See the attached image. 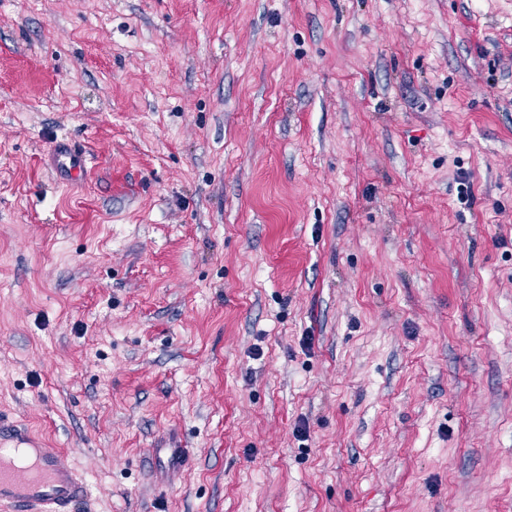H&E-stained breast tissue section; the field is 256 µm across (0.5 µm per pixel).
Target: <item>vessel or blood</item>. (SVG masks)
<instances>
[{
	"label": "vessel or blood",
	"mask_w": 512,
	"mask_h": 512,
	"mask_svg": "<svg viewBox=\"0 0 512 512\" xmlns=\"http://www.w3.org/2000/svg\"><path fill=\"white\" fill-rule=\"evenodd\" d=\"M60 182L80 183L89 156L62 139L48 150ZM88 497L85 480L61 461L57 449L32 436L22 423L0 418V512H73Z\"/></svg>",
	"instance_id": "vessel-or-blood-1"
}]
</instances>
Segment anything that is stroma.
Returning a JSON list of instances; mask_svg holds the SVG:
<instances>
[{"mask_svg":"<svg viewBox=\"0 0 512 512\" xmlns=\"http://www.w3.org/2000/svg\"><path fill=\"white\" fill-rule=\"evenodd\" d=\"M0 414L75 512H512V0H0ZM47 161L60 183L78 184L87 171L89 156L84 147L61 139L49 148Z\"/></svg>","mask_w":512,"mask_h":512,"instance_id":"obj_1","label":"stroma"}]
</instances>
